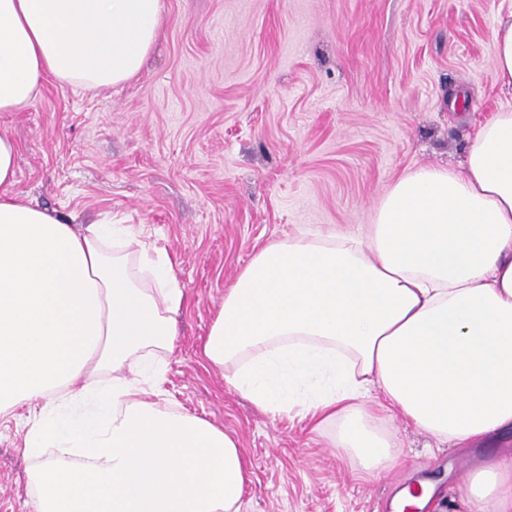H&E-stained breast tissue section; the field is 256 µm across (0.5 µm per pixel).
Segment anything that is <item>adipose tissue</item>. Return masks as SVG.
<instances>
[{"label":"adipose tissue","instance_id":"1","mask_svg":"<svg viewBox=\"0 0 512 512\" xmlns=\"http://www.w3.org/2000/svg\"><path fill=\"white\" fill-rule=\"evenodd\" d=\"M163 0H0V112L46 77L87 90L140 71ZM512 86V12L492 32ZM0 126V418L29 407L31 512H239L237 440L161 404L186 297L167 254L129 224L66 223L13 193ZM258 408L335 425L365 473L396 460L364 399L456 448L512 431V109L476 130L462 170L421 166L366 232L299 228L257 250L203 343ZM467 512H512V462L491 456Z\"/></svg>","mask_w":512,"mask_h":512}]
</instances>
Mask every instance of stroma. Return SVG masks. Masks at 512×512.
Returning <instances> with one entry per match:
<instances>
[{"label":"stroma","instance_id":"stroma-1","mask_svg":"<svg viewBox=\"0 0 512 512\" xmlns=\"http://www.w3.org/2000/svg\"><path fill=\"white\" fill-rule=\"evenodd\" d=\"M140 73L85 90L47 79L0 114L19 144L16 195L74 224L146 230L187 296L163 398L236 438L252 470L240 512H395L428 481L424 512H465L459 490L512 439L452 448L366 405L400 451L361 473L334 429L257 409L202 357L237 273L296 227L372 223L420 166L461 169L477 126L512 105L493 76L492 30L512 0H163ZM19 408L0 423V512H29Z\"/></svg>","mask_w":512,"mask_h":512}]
</instances>
